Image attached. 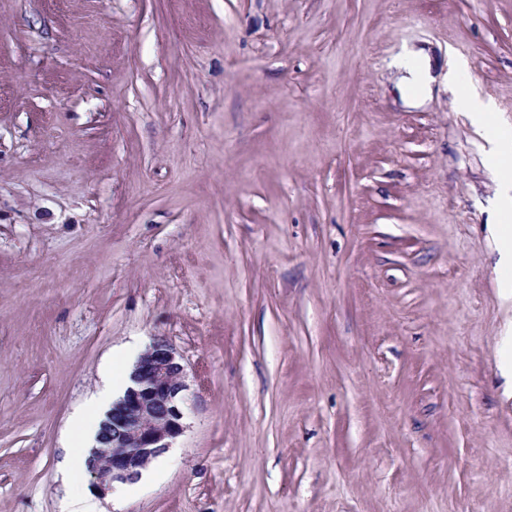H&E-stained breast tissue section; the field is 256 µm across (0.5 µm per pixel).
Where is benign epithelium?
Listing matches in <instances>:
<instances>
[{"mask_svg":"<svg viewBox=\"0 0 512 512\" xmlns=\"http://www.w3.org/2000/svg\"><path fill=\"white\" fill-rule=\"evenodd\" d=\"M131 381L97 435L89 477L101 496L116 483L137 481L184 432L185 368L170 342L155 339L136 362Z\"/></svg>","mask_w":512,"mask_h":512,"instance_id":"benign-epithelium-1","label":"benign epithelium"}]
</instances>
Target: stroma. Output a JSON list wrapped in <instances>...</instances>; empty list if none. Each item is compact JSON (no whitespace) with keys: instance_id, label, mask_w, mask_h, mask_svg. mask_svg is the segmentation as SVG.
Wrapping results in <instances>:
<instances>
[{"instance_id":"stroma-1","label":"stroma","mask_w":512,"mask_h":512,"mask_svg":"<svg viewBox=\"0 0 512 512\" xmlns=\"http://www.w3.org/2000/svg\"><path fill=\"white\" fill-rule=\"evenodd\" d=\"M467 96L512 136V0H0V512H65L74 417L157 337L186 430L101 512H512ZM399 66L407 75L404 77L407 90L414 98L423 99L431 93L430 59L422 51L410 50L401 59Z\"/></svg>"}]
</instances>
